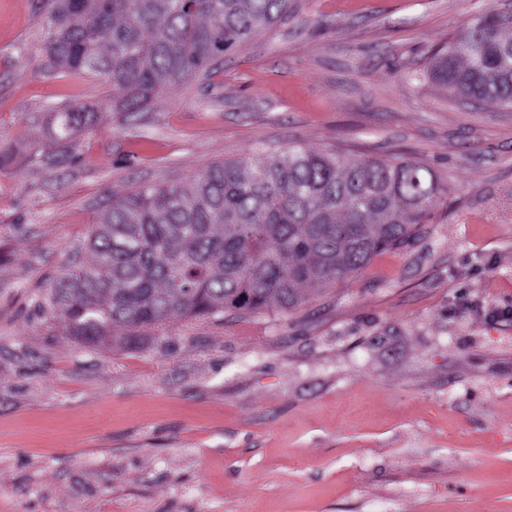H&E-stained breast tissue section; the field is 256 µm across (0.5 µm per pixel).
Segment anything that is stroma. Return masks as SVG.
<instances>
[{"label": "stroma", "mask_w": 512, "mask_h": 512, "mask_svg": "<svg viewBox=\"0 0 512 512\" xmlns=\"http://www.w3.org/2000/svg\"><path fill=\"white\" fill-rule=\"evenodd\" d=\"M512 0H293L132 120L42 65L43 0H0V512H512V106L422 79ZM94 103L72 159L50 112ZM293 148L428 164L448 207L298 309L76 342L37 307L141 186Z\"/></svg>", "instance_id": "stroma-1"}]
</instances>
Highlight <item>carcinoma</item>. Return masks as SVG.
<instances>
[{"instance_id": "cac0c4a2", "label": "carcinoma", "mask_w": 512, "mask_h": 512, "mask_svg": "<svg viewBox=\"0 0 512 512\" xmlns=\"http://www.w3.org/2000/svg\"><path fill=\"white\" fill-rule=\"evenodd\" d=\"M290 0H46L44 64L104 75L112 111H147L168 86L208 79L213 59L288 18ZM422 75L471 104H512V13L464 24ZM100 108L52 114L47 159L73 157L77 128ZM448 190L417 159L386 162L290 149L252 168L217 163L187 184L141 187L112 204L80 263L38 303L93 344L116 326L140 332L175 316L288 313L357 275L381 252L416 244Z\"/></svg>"}]
</instances>
